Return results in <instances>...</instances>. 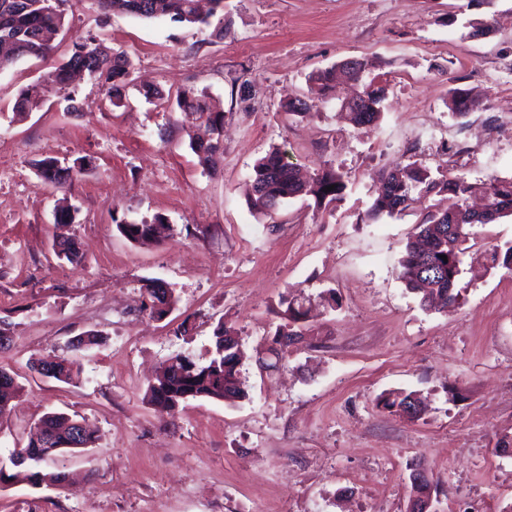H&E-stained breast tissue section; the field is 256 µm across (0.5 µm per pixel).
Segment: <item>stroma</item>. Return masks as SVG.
<instances>
[{
    "instance_id": "stroma-1",
    "label": "stroma",
    "mask_w": 512,
    "mask_h": 512,
    "mask_svg": "<svg viewBox=\"0 0 512 512\" xmlns=\"http://www.w3.org/2000/svg\"><path fill=\"white\" fill-rule=\"evenodd\" d=\"M64 9L49 57L0 70V366L21 386L0 419V465L49 412L78 414L98 439L69 459L66 483H0V512H406L418 467L436 512L512 504V455L495 451L512 436V270L486 259L512 244V216L471 228L457 300L440 310L422 309L401 260L428 207L448 198L367 217L378 172L398 164L436 179L512 178V0H224L219 30L106 16L93 0ZM485 22L492 33L473 36ZM90 35L132 64L122 105L81 78L69 87L80 111L52 93L17 117L18 92L49 84ZM350 58L385 88L376 124L341 112L355 89L344 78L326 103L289 112L312 74ZM189 88L224 112L207 169L189 147L198 117L176 104ZM457 88L471 103L463 116L448 108ZM275 148L305 176L338 169L343 199L257 214L253 167ZM48 158L88 165L60 189L38 176ZM157 216L165 226L149 245L117 229ZM64 238L79 261L56 257ZM154 280L178 298L160 320L142 308ZM285 295L313 310L275 354ZM220 323L238 334L245 397L160 416L149 383L175 355L205 360ZM92 332L99 344L73 348ZM39 359L76 374L41 377ZM392 392L416 394L421 415L385 409Z\"/></svg>"
}]
</instances>
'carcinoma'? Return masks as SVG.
<instances>
[{
	"instance_id": "obj_1",
	"label": "carcinoma",
	"mask_w": 512,
	"mask_h": 512,
	"mask_svg": "<svg viewBox=\"0 0 512 512\" xmlns=\"http://www.w3.org/2000/svg\"><path fill=\"white\" fill-rule=\"evenodd\" d=\"M64 0H0V70L13 65L24 57L45 58L52 50V40L64 26ZM104 11H119L138 18L154 19L167 17L173 22L211 25L210 18L224 10V0H211L212 9L202 16L196 7L197 0H94ZM130 62L121 55L105 52L91 36L74 45L70 58L56 70L55 92L67 90L76 73H84L106 88L112 105L122 104L121 90L129 76ZM335 78L334 69L320 70L310 78L311 98L289 106V111L301 113L310 108V103L323 99ZM48 90L36 85L22 89L13 104V112L22 117L39 107ZM363 111L349 113L355 125L370 124L381 117L384 88L371 81L362 86ZM177 106L185 112H195L204 119L209 138L190 145L199 164L208 166L221 144L224 113L203 94L193 89L182 91L177 96ZM83 164L74 163L62 167L51 159L37 163L39 177L50 183L64 185L73 176L81 173ZM382 193L371 206L369 216L376 219L391 216L408 208L414 194L439 195L442 193L459 198L460 204L452 209L429 211L417 226L415 240L408 242L402 259L403 278L409 290L421 294V306L428 310L439 304L444 306L456 301L455 288L460 275L464 244L469 238L470 228L476 224H489L512 215V178L490 179L473 184L457 174L444 179H435L428 170L415 162L397 165L381 174ZM335 186L329 191L327 187ZM253 195L251 207L254 211L268 214L279 204L299 196H309L315 202L329 208L339 199L345 189L344 176L329 167L311 178L300 180L295 169L284 161L277 149L260 158L253 169ZM118 231L127 239L147 242L154 236V225L120 223ZM447 259H442V256ZM281 304L284 323L279 325L273 344L290 333L302 335V324L306 321L305 303L294 298H284ZM215 343L208 360L199 363L188 356L176 355L166 366L163 375L149 385V401L172 415L181 403L189 399L205 398L222 400L231 395H244L240 377L242 359L236 332L230 326H220L214 332ZM0 418L10 411V403L19 386L11 373L0 367ZM386 409L415 417L420 412L412 394L390 393L381 399ZM75 418L64 413H48L39 425L51 429L53 442L45 446L35 436H30L27 445L14 450L10 462L15 471L8 474L0 466V483L12 481L25 483L38 489L49 484L65 481L66 473L58 467L59 458L66 453L93 445L96 437L88 433L78 441L73 435Z\"/></svg>"
}]
</instances>
